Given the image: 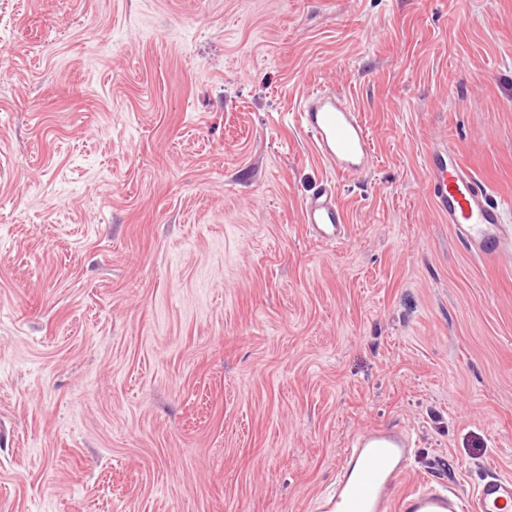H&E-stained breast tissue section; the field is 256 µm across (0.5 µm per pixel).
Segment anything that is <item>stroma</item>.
<instances>
[{
  "label": "stroma",
  "instance_id": "stroma-1",
  "mask_svg": "<svg viewBox=\"0 0 512 512\" xmlns=\"http://www.w3.org/2000/svg\"><path fill=\"white\" fill-rule=\"evenodd\" d=\"M1 53L0 512H312L374 425L512 478V253L425 171L449 143L512 201V0H0ZM323 84L361 177L299 125ZM298 112L316 152L330 170L358 177L372 168L371 137L345 95L334 89H313L304 96ZM302 222L326 244L339 243L346 233L344 209L335 186L321 183L302 203Z\"/></svg>",
  "mask_w": 512,
  "mask_h": 512
}]
</instances>
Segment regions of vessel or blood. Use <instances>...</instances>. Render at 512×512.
<instances>
[{
	"instance_id": "b4317fda",
	"label": "vessel or blood",
	"mask_w": 512,
	"mask_h": 512,
	"mask_svg": "<svg viewBox=\"0 0 512 512\" xmlns=\"http://www.w3.org/2000/svg\"><path fill=\"white\" fill-rule=\"evenodd\" d=\"M301 123L324 164L336 174L358 177L375 155L361 115L337 90L309 91L299 106ZM426 190L437 211L470 254L490 263L512 249L511 207L458 157L448 144L426 154ZM302 221L321 241L334 244L346 233L344 209L331 183L318 185L302 203ZM415 445L395 425L365 429L351 442L332 487L319 496L316 512H512V480L486 477L472 496L423 480L404 488Z\"/></svg>"
}]
</instances>
